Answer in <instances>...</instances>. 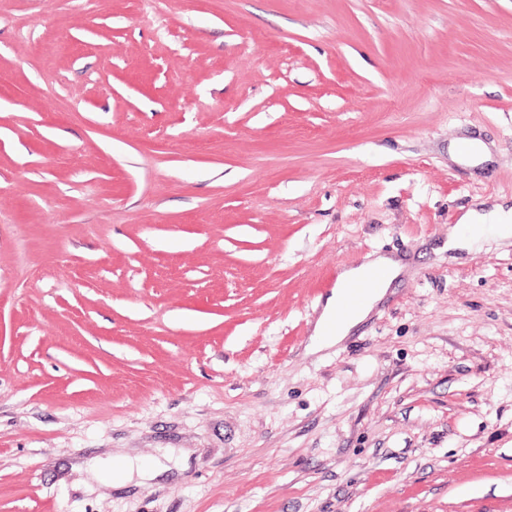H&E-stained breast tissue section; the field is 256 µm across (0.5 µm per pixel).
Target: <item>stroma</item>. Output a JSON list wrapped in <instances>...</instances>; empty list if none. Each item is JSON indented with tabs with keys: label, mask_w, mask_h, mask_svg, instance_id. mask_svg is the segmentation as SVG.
Listing matches in <instances>:
<instances>
[{
	"label": "stroma",
	"mask_w": 512,
	"mask_h": 512,
	"mask_svg": "<svg viewBox=\"0 0 512 512\" xmlns=\"http://www.w3.org/2000/svg\"><path fill=\"white\" fill-rule=\"evenodd\" d=\"M0 74V512H512V0H0ZM512 208L492 205L485 212L469 210L459 220L456 232L448 235V253L466 251L471 253L479 248L487 236L500 240L512 238ZM406 263L400 258L387 254L371 253L357 266L345 268L338 276L336 287L327 298L317 320L309 351L317 352L342 342L351 330L364 321L375 305L386 295L390 284L400 276ZM361 280L373 281V288L366 292L361 301L346 308L347 288Z\"/></svg>",
	"instance_id": "35a3bbf8"
}]
</instances>
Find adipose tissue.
Wrapping results in <instances>:
<instances>
[{
  "label": "adipose tissue",
  "mask_w": 512,
  "mask_h": 512,
  "mask_svg": "<svg viewBox=\"0 0 512 512\" xmlns=\"http://www.w3.org/2000/svg\"><path fill=\"white\" fill-rule=\"evenodd\" d=\"M489 236L501 240L512 238V208L496 204L485 212H466L459 220L457 231L448 236V250L452 253L473 252ZM404 268L402 259L380 253L369 254L361 264L345 268L339 274L336 286L315 325L309 351L317 352L332 347L349 336L351 330L364 321L386 295L390 284L400 276ZM361 280L372 281V288L357 305L347 306L348 287Z\"/></svg>",
  "instance_id": "adipose-tissue-1"
}]
</instances>
